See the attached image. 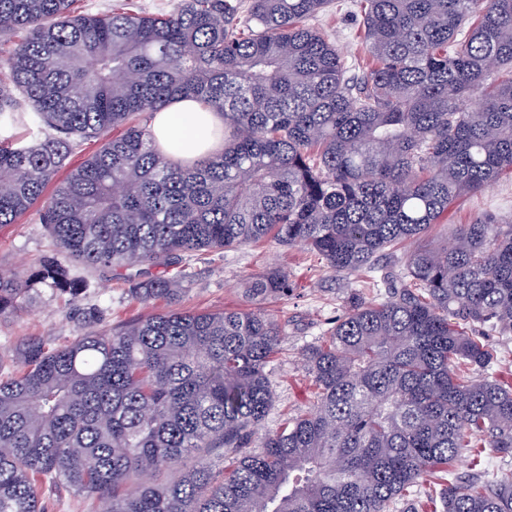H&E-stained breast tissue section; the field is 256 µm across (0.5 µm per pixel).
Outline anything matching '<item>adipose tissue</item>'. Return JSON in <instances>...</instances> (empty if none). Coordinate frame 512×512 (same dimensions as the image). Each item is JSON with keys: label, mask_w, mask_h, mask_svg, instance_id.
I'll use <instances>...</instances> for the list:
<instances>
[{"label": "adipose tissue", "mask_w": 512, "mask_h": 512, "mask_svg": "<svg viewBox=\"0 0 512 512\" xmlns=\"http://www.w3.org/2000/svg\"><path fill=\"white\" fill-rule=\"evenodd\" d=\"M156 144L180 164H192L224 149V117L190 97L167 102L151 119Z\"/></svg>", "instance_id": "1"}]
</instances>
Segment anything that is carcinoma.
Listing matches in <instances>:
<instances>
[{
  "label": "carcinoma",
  "instance_id": "carcinoma-1",
  "mask_svg": "<svg viewBox=\"0 0 512 512\" xmlns=\"http://www.w3.org/2000/svg\"><path fill=\"white\" fill-rule=\"evenodd\" d=\"M361 2L369 68L354 79L305 24L330 0H250L244 17L241 0L157 16L0 0V37L23 32L0 71V227L40 201L56 248L0 271V317L47 291L77 301L89 285L72 260L166 269L270 235L386 289L352 298L303 351L313 403L274 433L260 429L282 331L258 310L172 309L0 352V371L14 367L0 377V512H44L46 483L101 512H408L436 471L441 512H512L511 469L450 471L468 448L512 456V382L493 376L486 339L512 335V222L481 213L396 274L375 267L512 173V0ZM178 95L224 115L223 153L182 167L131 122ZM183 292L159 273L129 296ZM292 292L279 268L244 288L255 303Z\"/></svg>",
  "mask_w": 512,
  "mask_h": 512
}]
</instances>
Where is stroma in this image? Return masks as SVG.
<instances>
[{"label": "stroma", "mask_w": 512, "mask_h": 512, "mask_svg": "<svg viewBox=\"0 0 512 512\" xmlns=\"http://www.w3.org/2000/svg\"><path fill=\"white\" fill-rule=\"evenodd\" d=\"M356 2L334 0L325 11L308 20L309 26L327 33L351 63L359 62L362 55V18ZM483 212L512 220V175L500 177L481 193L458 200L448 211L447 223L431 226L424 244L445 243L453 225L468 223ZM52 248L53 239L39 221L38 208H31L17 223L0 227L2 269L30 270ZM272 266L287 272L294 292L288 299L262 305L283 334L279 351L267 367L274 390L273 406L263 424L267 432L275 431L284 416L307 410L313 400L315 387L301 351L327 336L355 294L367 299L376 295L375 289L364 287L362 273L332 271L307 250L284 247L268 238L256 244L206 252L171 266V273L183 276L185 286L176 307L192 311L250 308L243 292L245 282ZM78 273L89 281L90 287L75 303L47 292L32 308L0 318V352L11 350L31 336L57 346L72 340L79 324L109 330L168 309L163 302L147 306L135 303L128 295L132 283L156 275V268L113 271L82 267Z\"/></svg>", "instance_id": "obj_1"}]
</instances>
